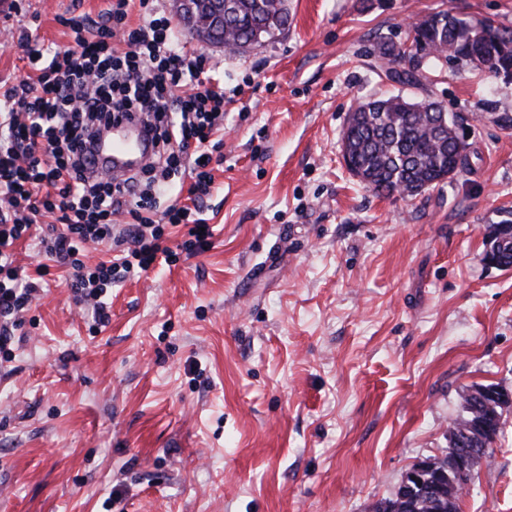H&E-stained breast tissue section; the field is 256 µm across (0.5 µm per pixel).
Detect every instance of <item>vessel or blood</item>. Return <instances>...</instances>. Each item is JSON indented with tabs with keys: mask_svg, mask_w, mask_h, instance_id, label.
<instances>
[{
	"mask_svg": "<svg viewBox=\"0 0 512 512\" xmlns=\"http://www.w3.org/2000/svg\"><path fill=\"white\" fill-rule=\"evenodd\" d=\"M93 152L97 159L96 175L111 169L122 174L139 170L151 156V142L139 119L124 120L104 128L97 135Z\"/></svg>",
	"mask_w": 512,
	"mask_h": 512,
	"instance_id": "obj_1",
	"label": "vessel or blood"
}]
</instances>
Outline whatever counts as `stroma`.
<instances>
[{
  "mask_svg": "<svg viewBox=\"0 0 512 512\" xmlns=\"http://www.w3.org/2000/svg\"><path fill=\"white\" fill-rule=\"evenodd\" d=\"M112 0H0V95L21 41L71 45L62 18ZM244 51L188 39L224 74V164L208 250L114 286L94 328L59 270L0 362V512H371L448 451L461 395L512 391V79L443 66L376 73L379 38L454 11L512 28V0H288ZM441 102L472 169L413 199L352 177L360 100ZM459 512H512V408ZM492 244L497 243L501 262L499 268H512V223L504 222L495 228Z\"/></svg>",
  "mask_w": 512,
  "mask_h": 512,
  "instance_id": "obj_1",
  "label": "stroma"
}]
</instances>
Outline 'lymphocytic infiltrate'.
Listing matches in <instances>:
<instances>
[{"label":"lymphocytic infiltrate","instance_id":"f902f5d3","mask_svg":"<svg viewBox=\"0 0 512 512\" xmlns=\"http://www.w3.org/2000/svg\"><path fill=\"white\" fill-rule=\"evenodd\" d=\"M139 22L129 25L130 12ZM71 47L43 54L24 44L33 76L7 91L0 116V354L11 352L15 331L37 285L16 263L22 240L39 243L36 273L64 269L76 302H92L94 322L106 325L112 284L172 263L166 226L190 225V252L212 236L201 204L212 193V166L223 163L224 81L212 77L209 57L187 52L159 0H113L106 20L87 30L67 18ZM139 114L154 152L129 177L88 179L85 147L97 128ZM191 173L186 204L160 207L158 193ZM54 213L59 225L39 234L35 218ZM115 242L119 258L91 264L87 244Z\"/></svg>","mask_w":512,"mask_h":512}]
</instances>
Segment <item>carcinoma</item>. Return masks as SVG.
I'll use <instances>...</instances> for the list:
<instances>
[{"label":"carcinoma","mask_w":512,"mask_h":512,"mask_svg":"<svg viewBox=\"0 0 512 512\" xmlns=\"http://www.w3.org/2000/svg\"><path fill=\"white\" fill-rule=\"evenodd\" d=\"M288 19L286 0H224V30H215L208 40L224 39L244 49L281 34ZM373 54L380 70L401 84L422 86L426 69L448 62L494 78H512V28L446 11L417 18L403 43L379 40ZM341 152L350 173L379 196L413 198L470 171L467 146L458 140L442 105L430 98L410 102L396 95L358 104L343 131ZM492 242L497 244L500 268H512V223L499 224ZM479 391L474 387L462 397L461 414L448 429V454L433 459L435 470L450 473L460 436L473 432L480 419L491 430L478 433L475 446L483 452L472 466L476 469L491 458L503 412L512 404L487 397L477 407L473 399ZM465 485L466 479L452 477L440 497L420 505L418 512H457ZM401 505L398 490L376 503L373 512H403Z\"/></svg>","instance_id":"carcinoma-1"}]
</instances>
